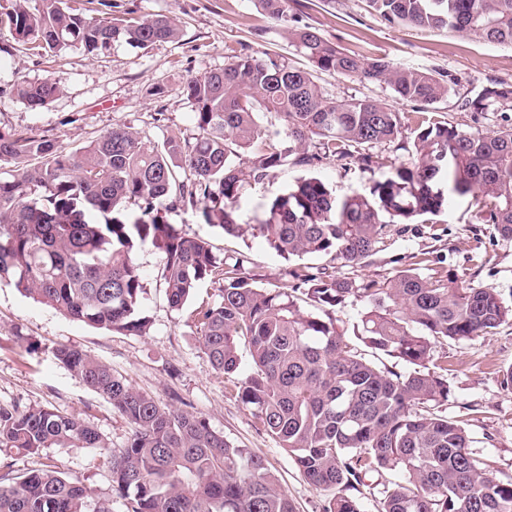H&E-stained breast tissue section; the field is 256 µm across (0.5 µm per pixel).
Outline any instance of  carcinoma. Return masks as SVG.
Wrapping results in <instances>:
<instances>
[{
    "mask_svg": "<svg viewBox=\"0 0 512 512\" xmlns=\"http://www.w3.org/2000/svg\"><path fill=\"white\" fill-rule=\"evenodd\" d=\"M254 2L279 17L288 0ZM366 2L389 23L512 47V0ZM0 26L56 53L80 47L94 54L118 41L148 48L178 36L167 17H94L71 0H14ZM286 35L308 68L239 52L224 68L185 83L198 129L191 140L151 146L118 127L68 152L42 137L0 134V169L11 168L0 177V280L66 317L142 335L149 321L140 310L136 255L150 244L163 254L172 308L181 309L203 281L222 283V301L197 312L205 353L231 374L240 340L247 341L254 368L236 385L237 398L303 477L329 492L322 512H361L346 491L385 471L399 480L382 484L381 512H512V481L493 477L470 450L462 421L441 411L451 394L442 375L447 361L433 359L435 341L491 334L512 320V305L491 287L459 284L440 271L424 277L405 268L383 283L337 274L376 253L389 225L437 215L455 197H471L482 223L511 240V129L489 135L424 117L406 148L409 158L391 164L369 189L338 197L312 177L275 194L253 229L288 261L326 259L288 267L277 288L245 275V256L226 265L206 240L159 216L163 207L200 204L205 223L239 234L233 205L248 181L269 177L291 156L309 167L328 159L368 166L370 149L402 135L403 116L391 105L330 101L315 72L383 82L396 99L421 106L448 96V84L420 68L348 55L309 27ZM60 94L49 80L18 88L33 111ZM260 112L276 116L283 132L262 125ZM244 153L252 154L246 167L238 162ZM31 156L42 166L28 168ZM184 166L191 177L181 179ZM351 300L362 303L356 339L415 370L381 368L350 343L332 312ZM53 354L128 422L129 440L112 448L82 419L52 406H0V448L26 455L52 445L102 449L112 493L126 512H295L265 461L206 418L160 406L83 350L59 346ZM91 496L53 469L0 476V512H85Z\"/></svg>",
    "mask_w": 512,
    "mask_h": 512,
    "instance_id": "1",
    "label": "carcinoma"
}]
</instances>
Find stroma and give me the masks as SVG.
I'll return each mask as SVG.
<instances>
[{
  "mask_svg": "<svg viewBox=\"0 0 512 512\" xmlns=\"http://www.w3.org/2000/svg\"><path fill=\"white\" fill-rule=\"evenodd\" d=\"M114 2L118 16L131 10L139 18H170L178 39L147 49L121 42L91 55L75 47L62 53L37 50L11 36L0 37L1 134L45 137L67 151L118 126L132 127L155 144L171 136L194 137V107L183 91L185 82L223 69L227 56L244 48L306 67L305 58L284 35L291 25L312 27L359 57L421 67L449 87L447 99L423 108L396 100L387 84L320 73L316 82L327 99L369 97L391 104L403 115L409 133L421 112L462 129L495 133L512 128V47L448 30L388 23L365 0H288L280 19L262 14L253 0ZM44 79L56 83L61 93L46 108L30 110L18 97L17 86ZM494 85L508 91V98L483 100L476 111L466 108V101L483 99L485 89ZM387 172L386 165L343 166L336 161L312 168L286 164L270 178L246 184L235 205L238 222L246 227L241 235L205 224L197 206L168 210L163 217L181 232L207 240L218 260L246 255V274L272 288L280 284L288 263L251 226L274 194L299 179L316 177L344 196L369 187ZM137 263L144 286L141 311L150 321L142 336L72 320L0 282V405L55 407L79 416L110 446L123 447L130 436L127 421L54 358V348L72 346L110 365L160 405L205 417L233 444L265 460L296 512H321L325 492L304 479L279 441L258 429L231 391L233 383L252 371L248 353H241L237 371L227 376L212 366L203 349L192 313L220 302L219 284L202 283L183 309L176 310L169 306L161 280L162 253L144 246ZM402 267L418 268L425 276L439 270L462 282L495 288L512 305V240L477 219L471 198L455 199L430 221L392 225L375 255L339 273L382 281ZM433 354L448 359V416L467 419L472 452L491 461L498 479L511 480L512 389L502 385L500 371L512 365V321L490 335L439 344ZM98 459L95 448L51 447L36 455L0 450V474L51 467L96 496L111 499L112 512H124L122 500L112 495L111 474Z\"/></svg>",
  "mask_w": 512,
  "mask_h": 512,
  "instance_id": "stroma-1",
  "label": "stroma"
}]
</instances>
